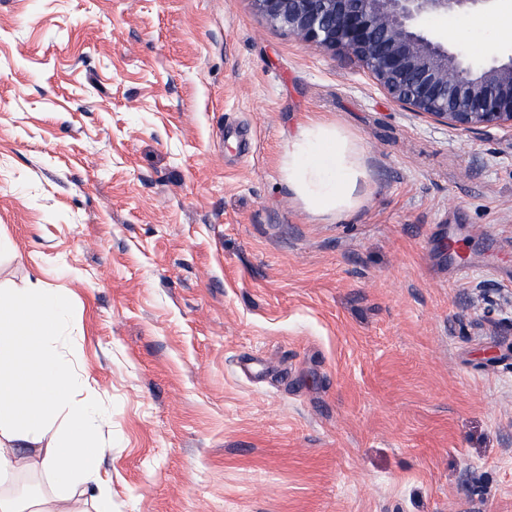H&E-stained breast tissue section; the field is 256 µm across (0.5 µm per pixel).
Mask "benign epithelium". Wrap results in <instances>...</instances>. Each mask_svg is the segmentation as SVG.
I'll return each mask as SVG.
<instances>
[{
  "label": "benign epithelium",
  "mask_w": 512,
  "mask_h": 512,
  "mask_svg": "<svg viewBox=\"0 0 512 512\" xmlns=\"http://www.w3.org/2000/svg\"><path fill=\"white\" fill-rule=\"evenodd\" d=\"M268 23L357 63L409 112L463 131L512 132V54L474 62L425 21L501 0H252Z\"/></svg>",
  "instance_id": "benign-epithelium-1"
}]
</instances>
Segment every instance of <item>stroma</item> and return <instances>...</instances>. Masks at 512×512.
<instances>
[{
	"instance_id": "obj_1",
	"label": "stroma",
	"mask_w": 512,
	"mask_h": 512,
	"mask_svg": "<svg viewBox=\"0 0 512 512\" xmlns=\"http://www.w3.org/2000/svg\"><path fill=\"white\" fill-rule=\"evenodd\" d=\"M312 119L349 217L288 189ZM0 238V289L70 300L112 512H512V132L251 0H0ZM358 145L333 124L311 121L288 141V188L307 209L342 218L354 210L366 177Z\"/></svg>"
}]
</instances>
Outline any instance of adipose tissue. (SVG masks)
I'll return each instance as SVG.
<instances>
[{
  "label": "adipose tissue",
  "instance_id": "adipose-tissue-1",
  "mask_svg": "<svg viewBox=\"0 0 512 512\" xmlns=\"http://www.w3.org/2000/svg\"><path fill=\"white\" fill-rule=\"evenodd\" d=\"M289 189L307 209L344 217L365 177L358 145L333 124L313 121L288 142ZM52 288L0 293V473L34 463L52 480L48 499L0 490V512H84L80 490L94 487L93 512H112L101 479L109 444L99 436L102 405L78 397L80 374L52 345L68 307ZM65 419L62 436L44 445L48 427Z\"/></svg>",
  "mask_w": 512,
  "mask_h": 512
}]
</instances>
